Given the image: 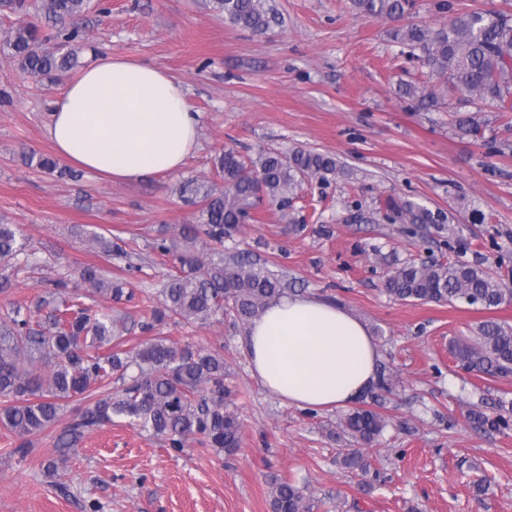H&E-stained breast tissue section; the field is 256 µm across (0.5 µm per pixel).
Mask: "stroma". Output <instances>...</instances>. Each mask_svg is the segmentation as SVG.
<instances>
[{"mask_svg":"<svg viewBox=\"0 0 512 512\" xmlns=\"http://www.w3.org/2000/svg\"><path fill=\"white\" fill-rule=\"evenodd\" d=\"M280 14L257 35L225 23L209 0H90L72 42L80 60L109 50L181 80L201 113L199 147L176 173L114 182L67 167L50 174L22 152L53 155L46 135L60 80L30 75L0 51V224H14L41 267L5 266L0 321L18 304L44 321L38 302L49 280L76 281L95 263L134 291L131 301L99 297L124 316L128 347L150 335L219 348L243 422L233 455L188 442L174 451L124 419L85 435L55 476L42 462L56 455L58 427L32 437L26 460L0 427V512H271L269 476L306 487L311 512H512V428L474 429L469 410L512 409V375L461 369L448 352L480 323L512 325V302L488 310L465 303L404 302L384 281L394 262L429 257L482 263L512 289V112L484 101L443 96L422 110L399 84L428 72L395 43L388 20L358 17L350 0H270ZM478 115L481 132L459 137L455 120ZM247 158L269 149L328 153L346 176L307 181L286 209L264 203L224 251L245 254L282 273L292 293L315 294L363 320L394 379L380 411L389 421L378 444L359 449L337 433L342 409L310 412L282 403L252 377L232 317L209 326L141 324L173 268L153 250L156 238L195 221L179 185L211 181L224 149ZM441 212L440 224H408L387 199ZM83 226L118 238L123 254L90 250L73 233ZM361 451L367 474L341 460ZM484 492H476L477 483Z\"/></svg>","mask_w":512,"mask_h":512,"instance_id":"stroma-1","label":"stroma"}]
</instances>
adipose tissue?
Masks as SVG:
<instances>
[{
    "mask_svg": "<svg viewBox=\"0 0 512 512\" xmlns=\"http://www.w3.org/2000/svg\"><path fill=\"white\" fill-rule=\"evenodd\" d=\"M186 96L161 69L104 51L52 101L46 135L60 161L113 181L173 173L199 146L201 115ZM241 344L258 383L302 410L354 406L378 380L381 353L366 324L314 296L268 305Z\"/></svg>",
    "mask_w": 512,
    "mask_h": 512,
    "instance_id": "1",
    "label": "adipose tissue"
}]
</instances>
